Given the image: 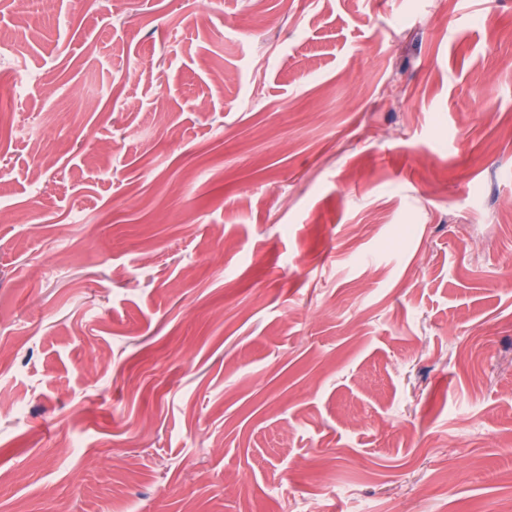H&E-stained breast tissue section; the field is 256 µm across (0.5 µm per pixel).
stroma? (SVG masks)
<instances>
[{"label": "stroma", "instance_id": "1", "mask_svg": "<svg viewBox=\"0 0 512 512\" xmlns=\"http://www.w3.org/2000/svg\"><path fill=\"white\" fill-rule=\"evenodd\" d=\"M0 58V512L512 495V0H0Z\"/></svg>", "mask_w": 512, "mask_h": 512}]
</instances>
